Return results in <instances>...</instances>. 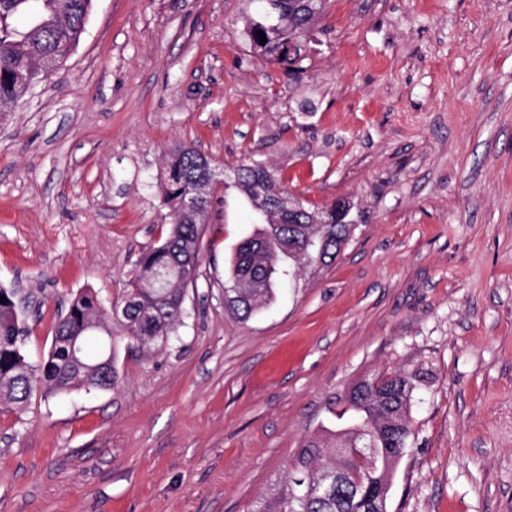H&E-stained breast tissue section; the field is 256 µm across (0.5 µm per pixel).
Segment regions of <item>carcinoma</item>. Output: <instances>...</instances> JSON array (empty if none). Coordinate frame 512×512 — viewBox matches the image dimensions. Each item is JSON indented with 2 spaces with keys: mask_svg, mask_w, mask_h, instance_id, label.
<instances>
[{
  "mask_svg": "<svg viewBox=\"0 0 512 512\" xmlns=\"http://www.w3.org/2000/svg\"><path fill=\"white\" fill-rule=\"evenodd\" d=\"M93 0H0V112H13L28 93L26 84L43 76L40 63L79 43ZM255 12L246 34L269 63L292 66L304 49L288 54V42L307 44L311 28L327 0H252ZM23 15L26 24L14 25ZM266 43H260L257 31ZM207 157L189 146L175 147L161 183L167 228L139 253L127 270L117 301L120 328L112 330L109 307L92 288L71 299L54 326L55 339L85 342L93 333L100 346L68 356L51 344L41 363L29 361L28 331L17 291L0 286V405L22 413L32 395L74 389L106 390L117 368L105 373L100 363L117 346L133 339L154 351L169 342L185 313L186 288L195 283L200 244L214 186L207 181ZM234 187L254 214L255 228L235 249L224 277L225 306L245 323L270 302L286 277L331 267L357 227L353 205L338 199L329 206L308 204L288 191L282 178L259 162L233 169ZM205 191V208L187 211V197ZM418 376L398 372L364 378L344 398L350 424L324 442L312 439L290 463L288 476L274 492L258 499L251 512H384L387 476L410 447L409 408Z\"/></svg>",
  "mask_w": 512,
  "mask_h": 512,
  "instance_id": "cac0c4a2",
  "label": "carcinoma"
}]
</instances>
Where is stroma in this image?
<instances>
[{"label":"stroma","mask_w":512,"mask_h":512,"mask_svg":"<svg viewBox=\"0 0 512 512\" xmlns=\"http://www.w3.org/2000/svg\"><path fill=\"white\" fill-rule=\"evenodd\" d=\"M247 8L94 0L0 119V284L30 298V359L73 292L113 299L159 239L176 146L362 221L241 323L224 269L251 213L217 188L176 339L121 342L111 389L0 410V512H250L386 370L419 376L389 512H512V0H329L295 71Z\"/></svg>","instance_id":"1"}]
</instances>
